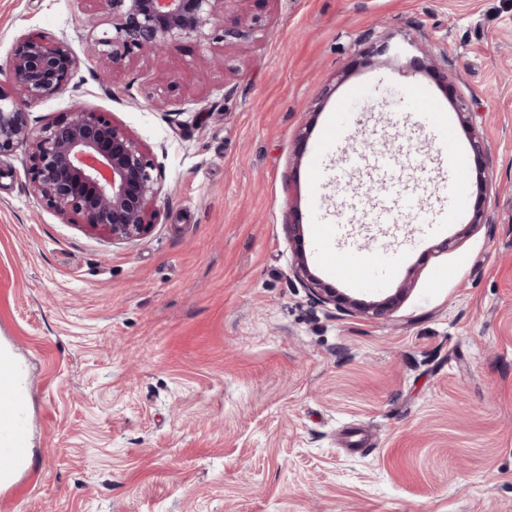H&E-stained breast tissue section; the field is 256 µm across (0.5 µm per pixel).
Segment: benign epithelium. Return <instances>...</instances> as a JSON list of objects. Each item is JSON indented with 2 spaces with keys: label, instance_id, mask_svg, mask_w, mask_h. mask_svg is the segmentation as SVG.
Listing matches in <instances>:
<instances>
[{
  "label": "benign epithelium",
  "instance_id": "benign-epithelium-1",
  "mask_svg": "<svg viewBox=\"0 0 512 512\" xmlns=\"http://www.w3.org/2000/svg\"><path fill=\"white\" fill-rule=\"evenodd\" d=\"M229 0H96L112 15V28L91 27L85 39L104 61L107 73L121 69L137 51L162 54L181 38L221 31L226 44L252 39L260 23L218 10ZM77 64L65 40L22 36L16 41L0 84V154L28 148V173L34 192L61 215H76L81 227L114 243L148 234L147 215L162 192L150 150L99 112L78 110L69 118L35 129L26 105L63 92ZM295 273L308 281L322 303L355 302L314 277L303 253Z\"/></svg>",
  "mask_w": 512,
  "mask_h": 512
}]
</instances>
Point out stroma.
<instances>
[{"label": "stroma", "instance_id": "1", "mask_svg": "<svg viewBox=\"0 0 512 512\" xmlns=\"http://www.w3.org/2000/svg\"><path fill=\"white\" fill-rule=\"evenodd\" d=\"M230 8L261 16L253 39L209 29L108 78L85 39L110 20L95 0H0V69L22 35L77 59L30 125L102 113L163 185L152 231L114 243L34 194L24 148L0 156V359L22 372L30 434L0 512H512V0ZM415 86L466 104L467 180ZM338 124L340 147L398 160L393 191L362 195L370 167L320 151ZM382 205L397 223L348 220ZM319 219L341 228L333 255L391 257L382 290L328 270ZM300 253L357 311L312 298ZM389 297L387 316L361 313Z\"/></svg>", "mask_w": 512, "mask_h": 512}]
</instances>
